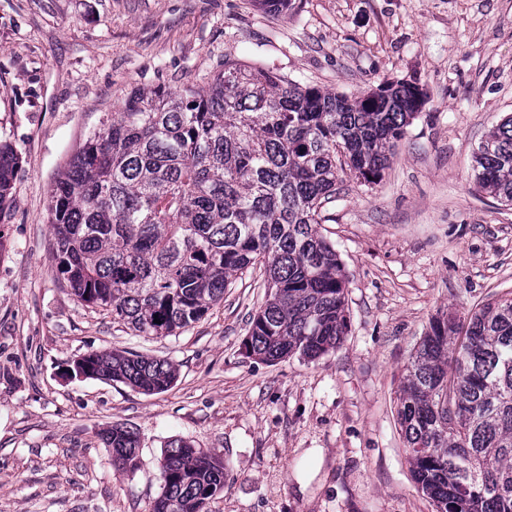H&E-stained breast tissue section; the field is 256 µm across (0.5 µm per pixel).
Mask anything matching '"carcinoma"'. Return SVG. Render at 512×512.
I'll return each mask as SVG.
<instances>
[{"mask_svg":"<svg viewBox=\"0 0 512 512\" xmlns=\"http://www.w3.org/2000/svg\"><path fill=\"white\" fill-rule=\"evenodd\" d=\"M379 87L352 98L226 59L204 86L130 93L50 192L52 258L71 295L146 336H171L260 265L267 299L246 354L273 363L335 350L348 331L349 278L318 230L323 203L347 175L379 182L426 103L407 81ZM472 161L477 190L512 206V114ZM19 164L0 141V217ZM71 368L147 394L176 380L171 362L127 351L84 354ZM397 415L436 512H512V293L463 321L432 317L404 368ZM101 438L116 468L137 466L136 432L116 424ZM161 469L152 512H205L224 489V462L183 440Z\"/></svg>","mask_w":512,"mask_h":512,"instance_id":"cac0c4a2","label":"carcinoma"}]
</instances>
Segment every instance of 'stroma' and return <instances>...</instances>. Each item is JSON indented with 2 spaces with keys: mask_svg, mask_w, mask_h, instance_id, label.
<instances>
[{
  "mask_svg": "<svg viewBox=\"0 0 512 512\" xmlns=\"http://www.w3.org/2000/svg\"><path fill=\"white\" fill-rule=\"evenodd\" d=\"M357 96L384 80L426 104L380 182L349 178L320 232L349 273V329L314 360L248 357L261 270L174 336L71 295L51 256L52 185L135 88L204 84L225 59ZM512 114V0H0V140L21 157L0 221V512H150L181 438L224 462L208 512H434L397 420L433 316L512 292V206L478 192L472 152ZM172 362L167 391L70 378L91 351ZM140 439L121 473L100 433Z\"/></svg>",
  "mask_w": 512,
  "mask_h": 512,
  "instance_id": "35a3bbf8",
  "label": "stroma"
}]
</instances>
